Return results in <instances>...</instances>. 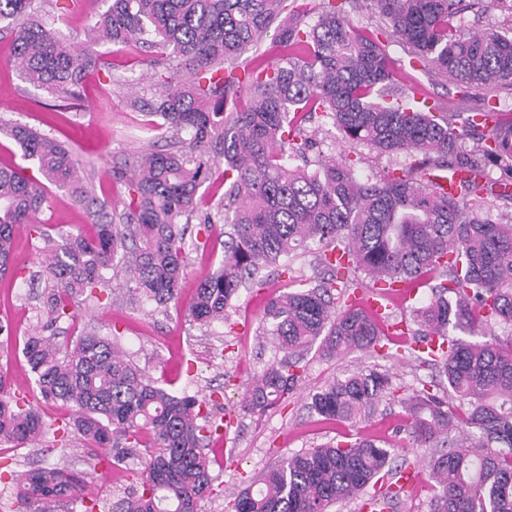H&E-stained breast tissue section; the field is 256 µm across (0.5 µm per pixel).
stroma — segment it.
<instances>
[{
	"instance_id": "35a3bbf8",
	"label": "stroma",
	"mask_w": 512,
	"mask_h": 512,
	"mask_svg": "<svg viewBox=\"0 0 512 512\" xmlns=\"http://www.w3.org/2000/svg\"><path fill=\"white\" fill-rule=\"evenodd\" d=\"M67 4L68 0H58L50 11L57 19L59 37L71 43L83 41L94 14L108 7L107 0H88L86 9L76 12ZM453 24L464 31L492 30L512 37V0H475L474 7L455 17ZM100 52L105 64L85 77L79 108L63 111L56 108L55 98L23 80L13 65L12 37L1 32L0 121L40 128L71 147L86 169L94 172L98 196L119 211L126 186L115 178L113 170L141 145L145 134L139 128L142 113L131 109L129 97L113 89L111 79L119 76L133 84L139 82L149 72L154 53L148 48L132 52L110 45L101 46ZM409 84L417 96L447 104L464 117L489 102L499 114H512V91L499 92L492 98L485 90L456 85L421 64L412 70ZM49 195V205L38 219L51 235L92 231L91 219L65 192L53 188ZM198 196L200 213L212 214L214 219L211 240L206 247H199L195 231H188L182 290L167 308L158 310L131 296L125 281L117 280L99 300L85 302V315L51 326L62 344L89 330L117 334L121 348L140 368L153 378L170 381L178 392L207 395L223 387L225 380H232L233 387L226 389L223 399L232 426L222 439L219 458L211 470L215 492L200 500L199 512H225L230 497L290 453L329 441H351L359 434L406 448L410 460L428 462L431 449L410 447L406 435L398 432L403 419L398 405L384 402L368 419L344 423L321 420L307 407L310 395L319 388L366 366L389 368L398 385L415 390L438 383L435 368L410 354L413 338L409 335L397 339L389 358L378 359L365 351L328 358L321 349L312 348L301 361L298 381L288 399L260 415L241 411L239 404L252 378L277 356L273 345L258 337L269 296L296 290L300 282L313 280L316 271L306 257L282 262L278 268L266 270L263 285L239 290L226 310L224 322L208 327L191 323L187 313L197 285L224 255V221L217 211L224 198L221 170H212ZM15 242L21 271L14 278L0 277V315L8 316L15 333L10 337L0 335V367H7L13 389L24 390L30 384V374L21 354L23 342L31 331L48 323L49 316L30 285L31 276L40 269L39 241L31 237L29 227L23 226ZM88 456V449L76 439L49 455L37 447H0V471L19 475L35 466L78 470L85 474L88 492L105 504L126 484L129 470L140 467L136 460L126 471L103 464L94 466L89 464Z\"/></svg>"
}]
</instances>
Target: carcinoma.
<instances>
[{"label": "carcinoma", "mask_w": 512, "mask_h": 512, "mask_svg": "<svg viewBox=\"0 0 512 512\" xmlns=\"http://www.w3.org/2000/svg\"><path fill=\"white\" fill-rule=\"evenodd\" d=\"M389 36L450 82L489 93L512 90V37L466 34L452 18L463 0H371ZM354 0H317L315 23L286 11L285 0H110L79 45L61 40L50 12L35 0H0V23L13 36V61L24 79L56 99L79 96L97 45L161 50L151 61V97L135 98L163 129L168 148L148 141L115 171L126 182L124 211L95 193L92 173L67 146L22 124L0 128L34 161L44 181L20 167L0 166V276L18 272L13 242L27 224L42 239L44 309L52 321L79 316V300L98 298L118 271L134 293L161 309L176 298L186 268L185 228L211 169L224 165V256L197 286L189 321L224 319L238 290L293 253L314 254L317 284L272 297L262 335L283 356L247 390L242 410L263 411L288 398L301 355L313 344L338 357L370 350L390 357L378 322L337 301L357 287L353 274L388 286L437 281L429 302L414 310L418 359L435 365L448 398L404 391L387 369L367 367L312 393L308 407L325 421L366 418L382 400L405 410L402 429L414 448H439L431 459L429 512H512V336L477 341L497 322L512 324V224L484 217L489 195L512 179V119L488 104L458 129L455 113L407 92L380 40L346 18ZM274 30L281 54L252 67L243 56ZM315 115L342 134L345 146L378 156L404 154L399 167L362 182L350 155L335 157L304 129ZM484 130L481 145L457 154L462 132ZM461 175L454 194L433 189L436 173ZM67 192L94 217L95 232L56 240L33 218L48 203L46 185ZM49 326L25 339L22 355L32 396L62 402L69 422L52 427L27 397L10 392L0 374V446L27 448L52 434L112 453L99 459L143 467L113 499L109 512H198L212 492L207 449L231 427L210 402L176 393L148 376L118 347L116 336L88 331L61 345ZM466 338H451L449 331ZM407 464L372 436L327 443L285 456L227 503L229 512H330ZM84 480L57 467L20 475L17 512H95Z\"/></svg>", "instance_id": "cac0c4a2"}]
</instances>
